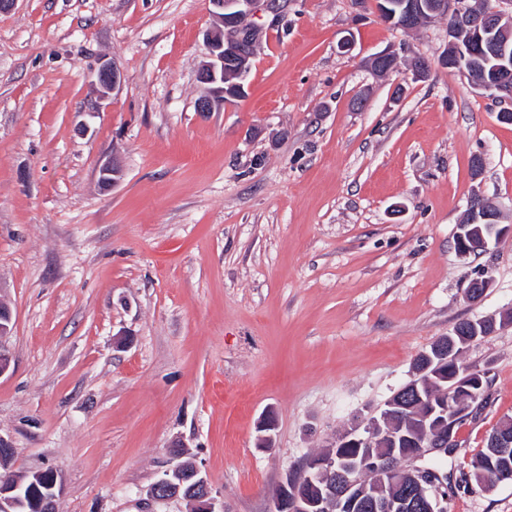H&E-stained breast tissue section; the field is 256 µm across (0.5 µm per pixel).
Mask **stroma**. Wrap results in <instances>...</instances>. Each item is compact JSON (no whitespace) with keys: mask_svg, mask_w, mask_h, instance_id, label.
Instances as JSON below:
<instances>
[{"mask_svg":"<svg viewBox=\"0 0 512 512\" xmlns=\"http://www.w3.org/2000/svg\"><path fill=\"white\" fill-rule=\"evenodd\" d=\"M213 11L0 12V437L12 471L59 473L57 512H191L148 495L178 449L226 512H270L287 475L383 407L418 353L512 308V237L477 257L455 246L473 197L512 225V123L440 65L447 19L404 29L375 0L258 7L247 96L201 113ZM385 50L397 68L378 76ZM417 55L432 63L420 80ZM103 59L121 72L105 102ZM482 274L492 286L470 300ZM460 361L489 385L444 459L449 512H512V482L459 485L512 416V324ZM266 414L271 449L256 441ZM12 312L10 307L0 301V375L3 374L10 366V356L3 349V339L8 336L11 331Z\"/></svg>","mask_w":512,"mask_h":512,"instance_id":"35a3bbf8","label":"stroma"}]
</instances>
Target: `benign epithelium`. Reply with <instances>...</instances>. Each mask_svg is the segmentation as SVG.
<instances>
[{"instance_id": "7a95c632", "label": "benign epithelium", "mask_w": 512, "mask_h": 512, "mask_svg": "<svg viewBox=\"0 0 512 512\" xmlns=\"http://www.w3.org/2000/svg\"><path fill=\"white\" fill-rule=\"evenodd\" d=\"M266 2V8L279 15L280 0H212L216 8V22L205 36L208 61L197 72V80L205 87V94L196 103V111L212 112L215 106L245 96L244 80L250 71L253 55L250 51L260 42L261 29L247 22L254 14L258 2ZM401 21L409 24L413 19L423 23L436 16L448 17L449 70L468 79L470 86L500 102L512 104V85L503 82L490 85L475 78L474 72L464 67L473 54L472 43L483 41V35L495 31L507 18L498 8L478 12L468 0H399ZM233 69L237 76L236 93L229 94L224 88V70ZM99 99L110 98L121 83V73L113 61L102 60L94 69ZM497 211L480 199L472 202L469 220L459 225L456 248L463 255L486 251L491 242L504 236H512V225L498 222ZM12 312L0 301V375L10 366V356L3 349V339L11 331ZM426 368L438 379L451 383L448 393L455 396L465 391L471 398L457 402L450 409L430 406L421 416L419 449L401 454V462L395 463L390 456H372L371 453L343 457L329 453L310 456L305 460L306 482L289 481L281 484L273 498L272 512H350L354 508L362 512H404L408 506L425 508L424 500L415 497L428 479L424 467L415 465L423 455L457 443L453 435L456 419L471 414L480 406L478 396L470 390L473 384H481L482 370H467L450 376L442 369L446 363L456 362V356L446 350L442 338L435 348V355H427ZM397 404L390 400L387 410L380 415L366 418L363 428L351 430L339 436L334 445L352 448H374L396 441L397 433L386 425L391 409ZM275 421L266 416L258 426L257 439L264 447L273 443ZM166 470L150 488L155 500L179 497L183 486L182 472L185 464L180 461ZM195 478L194 487L187 498L193 512H224L217 505L211 488L197 464L188 471ZM61 486L58 474L53 470H38L23 475H8L0 479V512H56V500Z\"/></svg>"}]
</instances>
